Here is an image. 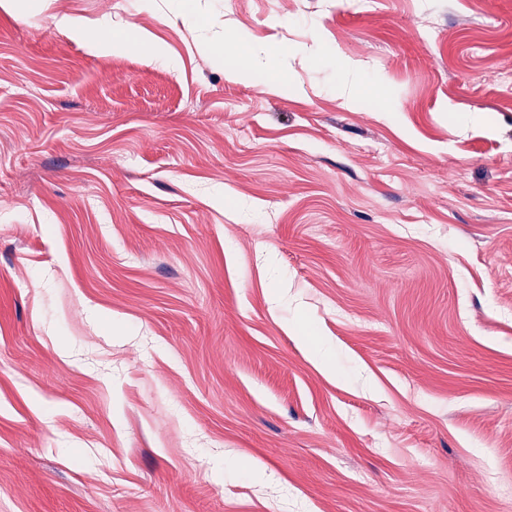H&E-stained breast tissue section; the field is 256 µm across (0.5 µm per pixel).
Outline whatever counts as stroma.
<instances>
[{
	"mask_svg": "<svg viewBox=\"0 0 512 512\" xmlns=\"http://www.w3.org/2000/svg\"><path fill=\"white\" fill-rule=\"evenodd\" d=\"M509 70L512 0L0 11V512H512ZM98 25L103 30L104 35L99 39L89 40L85 43V48L89 53L98 54L102 52H112V48L119 47L126 50L142 52L148 57H153L158 61L166 58V54L153 46L143 35L132 39L112 36V19L107 16L102 17L98 21ZM234 40L239 47L241 61L236 67L226 69L225 76L231 79L242 80L248 77L252 70L251 49L241 36L235 35Z\"/></svg>",
	"mask_w": 512,
	"mask_h": 512,
	"instance_id": "stroma-1",
	"label": "stroma"
}]
</instances>
